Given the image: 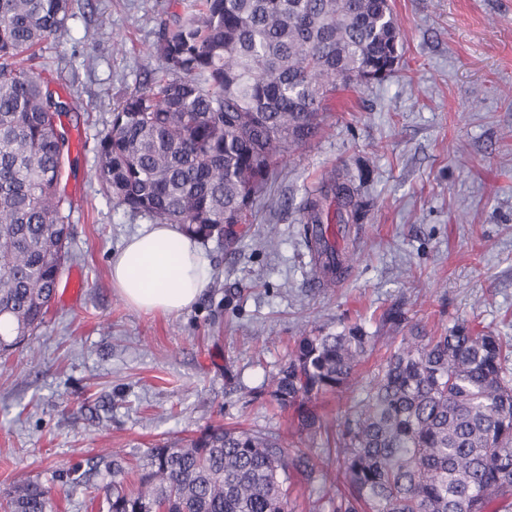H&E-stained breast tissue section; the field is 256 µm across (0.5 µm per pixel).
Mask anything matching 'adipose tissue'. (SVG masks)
<instances>
[{"instance_id":"1","label":"adipose tissue","mask_w":512,"mask_h":512,"mask_svg":"<svg viewBox=\"0 0 512 512\" xmlns=\"http://www.w3.org/2000/svg\"><path fill=\"white\" fill-rule=\"evenodd\" d=\"M177 244L170 258L167 247ZM112 286L131 307L147 314L190 310L206 286L196 239L175 224H148L129 236L110 258Z\"/></svg>"}]
</instances>
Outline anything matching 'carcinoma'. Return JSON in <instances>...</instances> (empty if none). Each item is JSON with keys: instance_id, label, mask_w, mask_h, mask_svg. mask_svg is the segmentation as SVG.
Here are the masks:
<instances>
[{"instance_id": "carcinoma-1", "label": "carcinoma", "mask_w": 512, "mask_h": 512, "mask_svg": "<svg viewBox=\"0 0 512 512\" xmlns=\"http://www.w3.org/2000/svg\"><path fill=\"white\" fill-rule=\"evenodd\" d=\"M71 0H0V354L44 322L71 260L69 129L81 103L26 65L61 34ZM400 32L390 0H189L161 20L148 57L162 75L112 110L93 177L117 205L232 244L268 193L277 160L320 129L336 90L393 71ZM354 178L331 174L303 203L317 232L311 278L342 267L324 236L325 204L358 222ZM376 342L359 324L303 331L266 382L306 441L334 431L346 490L332 512H512V342L456 319L436 336H402L350 405L343 392ZM338 398L329 423L314 401ZM108 512H291L289 487L315 457L276 436L222 424L147 449L136 480L118 453ZM51 491L19 479L4 512H51Z\"/></svg>"}]
</instances>
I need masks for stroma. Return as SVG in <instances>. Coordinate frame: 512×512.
<instances>
[{"label": "stroma", "mask_w": 512, "mask_h": 512, "mask_svg": "<svg viewBox=\"0 0 512 512\" xmlns=\"http://www.w3.org/2000/svg\"><path fill=\"white\" fill-rule=\"evenodd\" d=\"M178 0H72L62 36L34 65L83 104L72 129L78 172L66 271L84 280L55 297L31 339L0 357V502L14 481L51 489L55 512H107V472H70L115 448L139 464L153 444L221 424L288 434L265 381L300 330L358 323L381 342L346 398L385 359V337L431 333L457 318L512 338V0H393L403 43L380 83L337 91L323 132L280 160L269 193L233 245H202L207 284L178 316L146 314L113 289L109 259L146 224L117 206L87 170L112 109L160 75L146 58ZM361 178L365 217L339 248L340 281L310 279L301 207L328 172ZM276 237H268V225ZM399 322H392V315Z\"/></svg>", "instance_id": "1"}]
</instances>
